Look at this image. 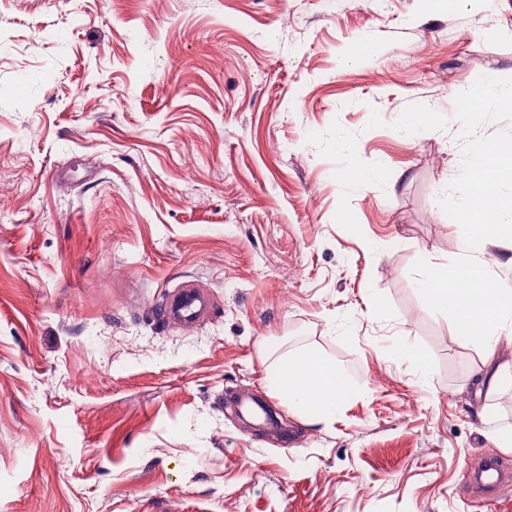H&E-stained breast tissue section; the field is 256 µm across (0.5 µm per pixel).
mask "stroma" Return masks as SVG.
<instances>
[{
	"instance_id": "obj_1",
	"label": "stroma",
	"mask_w": 512,
	"mask_h": 512,
	"mask_svg": "<svg viewBox=\"0 0 512 512\" xmlns=\"http://www.w3.org/2000/svg\"><path fill=\"white\" fill-rule=\"evenodd\" d=\"M490 80L512 0H0V512H512L462 487L512 468V380L475 395L416 283L469 257ZM185 285L207 318L161 316ZM305 347L352 385L325 424L268 380ZM469 104L470 119L475 121L483 112L487 111V105L495 102L499 106L512 107V89L499 87L494 81H488L482 87L466 96Z\"/></svg>"
}]
</instances>
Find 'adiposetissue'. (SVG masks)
I'll list each match as a JSON object with an SVG mask.
<instances>
[{
  "label": "adipose tissue",
  "instance_id": "obj_1",
  "mask_svg": "<svg viewBox=\"0 0 512 512\" xmlns=\"http://www.w3.org/2000/svg\"><path fill=\"white\" fill-rule=\"evenodd\" d=\"M512 140L493 144L475 142L472 157L461 177L462 219L470 223L466 246L485 249L495 243L501 250L496 263L512 267ZM418 286L429 304L450 312L455 334L479 343L483 360L473 374L474 387L495 390L512 365L499 359L505 332H512V287L501 286L488 265L479 261L443 264L426 261ZM289 407L316 411L326 422L350 393V381L335 362L305 349L276 364L270 379Z\"/></svg>",
  "mask_w": 512,
  "mask_h": 512
}]
</instances>
